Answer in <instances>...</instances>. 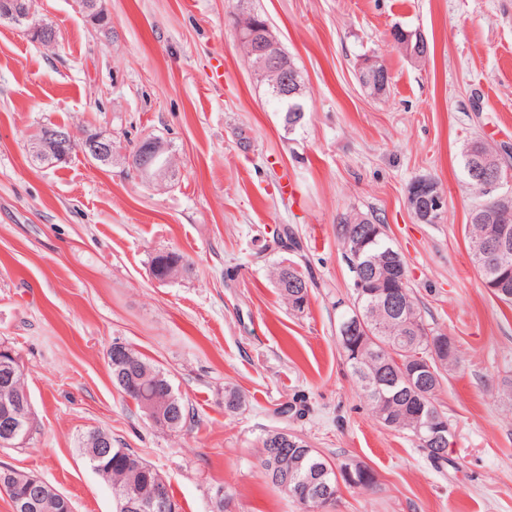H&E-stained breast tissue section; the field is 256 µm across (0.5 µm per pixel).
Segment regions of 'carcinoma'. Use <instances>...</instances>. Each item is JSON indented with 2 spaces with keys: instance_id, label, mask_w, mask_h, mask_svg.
I'll list each match as a JSON object with an SVG mask.
<instances>
[{
  "instance_id": "obj_1",
  "label": "carcinoma",
  "mask_w": 512,
  "mask_h": 512,
  "mask_svg": "<svg viewBox=\"0 0 512 512\" xmlns=\"http://www.w3.org/2000/svg\"><path fill=\"white\" fill-rule=\"evenodd\" d=\"M497 206L495 196L483 195V201L474 206L469 213L468 224L465 227L467 238L471 239L483 231L485 221L481 220V217L490 216ZM357 228L359 225L355 224V214L352 211L336 218V235L344 243L349 239L355 240ZM390 250L392 246L386 241L385 235L380 234L366 243L358 260L348 259L350 271L355 279L353 305L364 306L371 301L370 296L361 295L356 282V279L361 277L359 268L367 265L377 267L379 275L387 281L397 278L402 280L408 299V309L402 316L392 315L385 310L378 311L373 324L369 327L371 348L358 357L347 356L346 364L381 424L411 433L420 413L426 414L431 409L437 413L441 412L437 407L436 397L440 381L432 379L420 386L415 378L404 379L394 374L390 379H378L376 375L382 366H391L398 371L400 362L406 364L418 354L424 358L428 357L429 339L435 337V334L425 331L421 311L409 287L405 261H400L397 269L387 268ZM173 262L182 263L185 273L190 270L184 256L168 250L157 251L150 261L153 275L160 280L164 279L167 268ZM298 274L299 271L292 266H280L274 271L283 299L293 312L302 314L308 308V301L302 297L293 298L292 291L288 288L289 279ZM108 366L113 384L137 407L141 408L158 401L163 392L173 399V403L177 405V411L172 417L175 424L162 423L156 425V428L175 433L187 425L189 409L185 401L173 391L165 372L152 365L140 353L130 348L125 357L108 362ZM281 437V432L272 430L262 439L259 462L267 472L270 471L269 452ZM298 442L299 447L292 449V454L301 459L299 467H294L292 458H283L288 467L295 468V476L285 487L276 485V488L297 503L300 502V495L306 486L313 481L337 488L344 469V465H335L305 439L300 438ZM83 460L94 471L100 468L107 471L106 481L112 487L114 512H127L126 500L131 494L142 498L148 496L160 476L157 468L129 448L114 446L112 455L106 459L94 461L85 456Z\"/></svg>"
}]
</instances>
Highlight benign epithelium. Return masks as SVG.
Wrapping results in <instances>:
<instances>
[{
    "label": "benign epithelium",
    "mask_w": 512,
    "mask_h": 512,
    "mask_svg": "<svg viewBox=\"0 0 512 512\" xmlns=\"http://www.w3.org/2000/svg\"><path fill=\"white\" fill-rule=\"evenodd\" d=\"M74 8L100 31L110 32L112 20L102 5V0H73ZM236 31L240 42L248 45L249 59L256 75L274 97L298 99L302 95L303 80L298 69L291 61L279 56L280 44L269 23L260 19L250 7L249 0H236L234 6ZM7 20L24 28L40 43L56 42V31L34 18L30 0H0V21ZM402 52L409 58L420 60L427 56L428 44L417 30L405 31V36L394 40ZM359 82L363 89L375 98L384 95L389 89L390 75L386 66L376 58L363 61L359 71ZM78 150L88 159L103 165H110L120 154L112 138L100 133L86 132L80 141H75L71 131L63 126L46 127L31 140L29 156L32 159H48L59 163L67 159L68 150ZM139 174L149 182L162 183L170 177L172 167L166 145L157 138L144 136L138 144ZM470 179L484 190L495 193L501 183V169L483 160L471 167ZM407 205L414 218L421 224H437L444 214L448 200L439 184L431 178L415 180L408 190ZM512 239V226L498 224L495 232L485 233L477 240L475 249L484 259H492L507 249ZM387 309L394 315L404 312L406 298L401 290L377 292V303L366 308H355V315L340 324L338 335L346 339L350 336L369 334L375 307ZM434 362L441 363V357L451 352L452 343L440 338L430 345ZM432 362V363H434ZM431 362H426L430 376H435ZM5 402L12 404L13 410L0 415V447L16 448L25 439V421L28 420L27 406L31 403L29 390L14 387ZM415 434L424 437L439 453H444L453 437V432L445 419H437L428 414L425 421L418 424ZM26 482V494L16 501L19 512H40L42 507L45 480L25 479V473L19 470H5L0 476V486L12 488L15 484ZM330 490L322 488L307 489L303 496L309 512H322L324 500ZM168 500L165 484L156 485L147 498H132L128 502L129 512H168Z\"/></svg>",
    "instance_id": "benign-epithelium-1"
}]
</instances>
